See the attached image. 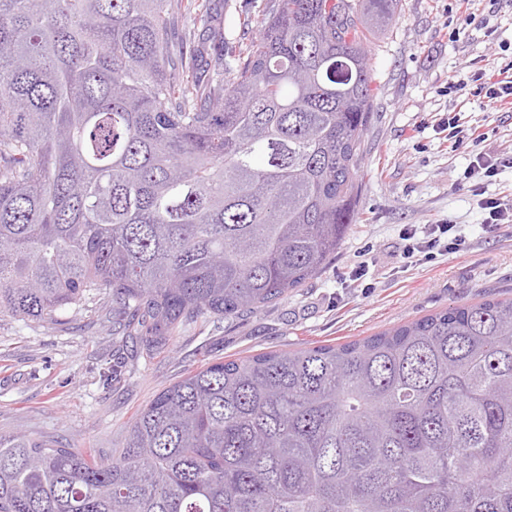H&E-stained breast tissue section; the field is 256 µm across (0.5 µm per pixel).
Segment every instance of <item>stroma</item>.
<instances>
[{
  "label": "stroma",
  "instance_id": "stroma-1",
  "mask_svg": "<svg viewBox=\"0 0 512 512\" xmlns=\"http://www.w3.org/2000/svg\"><path fill=\"white\" fill-rule=\"evenodd\" d=\"M263 0H213L232 46L240 19ZM464 23L455 0H401L368 63L378 87L363 136V193L341 248L303 287L230 320L199 319L146 355L112 316V295L56 312L54 320L0 314V436L23 434L108 457L156 395L211 361L318 344H342L453 306L512 298V223L485 228L481 196L512 202V112L454 90L458 79L512 68V0H472ZM457 114L479 146L458 144ZM501 161L495 180L465 178L474 152ZM453 221L464 244L431 260L406 258L402 229ZM116 378H108V371Z\"/></svg>",
  "mask_w": 512,
  "mask_h": 512
}]
</instances>
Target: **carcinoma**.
<instances>
[{"instance_id":"obj_1","label":"carcinoma","mask_w":512,"mask_h":512,"mask_svg":"<svg viewBox=\"0 0 512 512\" xmlns=\"http://www.w3.org/2000/svg\"><path fill=\"white\" fill-rule=\"evenodd\" d=\"M401 0H264L203 86L195 0H0V313L101 291L150 353L315 278L362 195ZM0 512H512V299L206 363L110 458L0 437Z\"/></svg>"}]
</instances>
